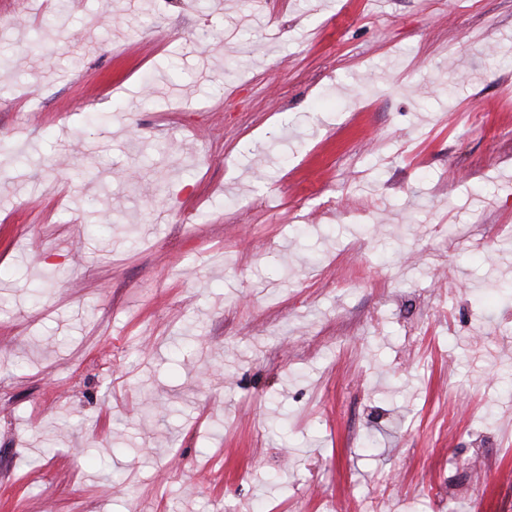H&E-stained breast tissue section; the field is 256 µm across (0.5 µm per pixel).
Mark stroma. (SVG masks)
I'll use <instances>...</instances> for the list:
<instances>
[{"label":"stroma","mask_w":512,"mask_h":512,"mask_svg":"<svg viewBox=\"0 0 512 512\" xmlns=\"http://www.w3.org/2000/svg\"><path fill=\"white\" fill-rule=\"evenodd\" d=\"M57 3L0 0V512H512V0Z\"/></svg>","instance_id":"stroma-1"}]
</instances>
